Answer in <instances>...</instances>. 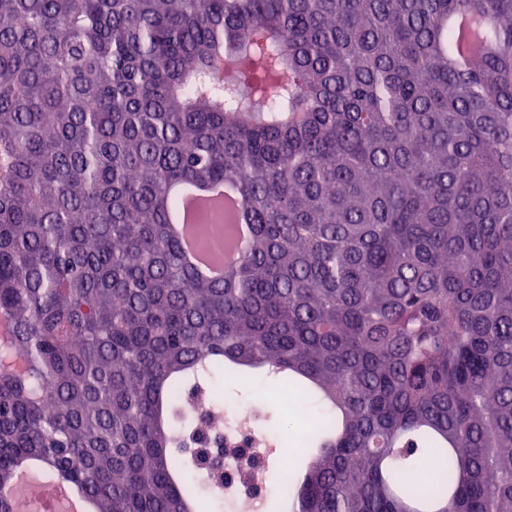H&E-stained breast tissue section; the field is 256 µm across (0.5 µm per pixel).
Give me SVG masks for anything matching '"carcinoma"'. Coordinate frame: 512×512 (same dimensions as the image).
Masks as SVG:
<instances>
[{"instance_id": "cac0c4a2", "label": "carcinoma", "mask_w": 512, "mask_h": 512, "mask_svg": "<svg viewBox=\"0 0 512 512\" xmlns=\"http://www.w3.org/2000/svg\"><path fill=\"white\" fill-rule=\"evenodd\" d=\"M253 235L202 280L175 183ZM248 407L288 496L512 512V0H0V512L28 464L95 512H200ZM173 194L183 201L204 200L208 204L218 205L223 200L227 203L235 199L236 191L233 186L224 183H213L207 188L200 190L192 185L179 184L173 187ZM171 231L180 242L185 261L194 268L197 274L208 280L220 279L224 276V263L213 260L208 254L202 252L195 240L192 226L186 224V213L179 208L169 217ZM218 388L223 392L224 399L233 402L240 409L248 407V403L256 400H268L276 403V395L280 388H276L275 384L260 374L250 378L247 382H225L218 384ZM277 404V403H276Z\"/></svg>"}]
</instances>
